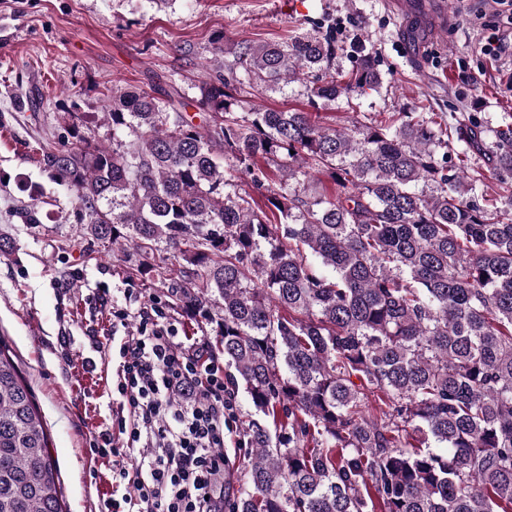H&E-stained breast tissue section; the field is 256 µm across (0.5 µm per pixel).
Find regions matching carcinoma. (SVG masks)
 <instances>
[{"mask_svg":"<svg viewBox=\"0 0 512 512\" xmlns=\"http://www.w3.org/2000/svg\"><path fill=\"white\" fill-rule=\"evenodd\" d=\"M218 58L180 88L112 93V143L65 113L69 149L38 164L79 223L154 273L220 337L254 417L224 512H512V113L390 112L339 128L311 112L241 116L244 85L352 101L382 84L361 47L334 66L336 23ZM279 173L269 185V167ZM246 176L251 190L238 184ZM336 194L320 190V176ZM163 248L175 273L151 263ZM0 512H67L47 423L0 344Z\"/></svg>","mask_w":512,"mask_h":512,"instance_id":"1","label":"carcinoma"}]
</instances>
